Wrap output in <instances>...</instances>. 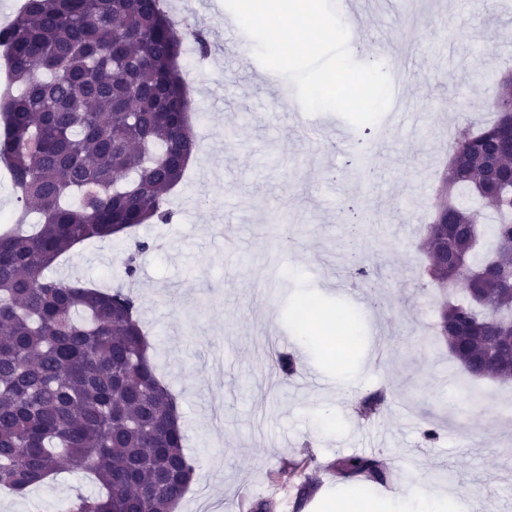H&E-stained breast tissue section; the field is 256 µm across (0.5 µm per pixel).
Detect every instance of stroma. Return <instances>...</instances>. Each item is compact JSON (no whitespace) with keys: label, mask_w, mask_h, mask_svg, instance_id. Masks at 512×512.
<instances>
[{"label":"stroma","mask_w":512,"mask_h":512,"mask_svg":"<svg viewBox=\"0 0 512 512\" xmlns=\"http://www.w3.org/2000/svg\"><path fill=\"white\" fill-rule=\"evenodd\" d=\"M174 3L209 42L207 54L188 44L178 59L197 77L190 116L200 150L171 194L170 222L139 229L158 246L139 257L126 288L158 376L178 401L185 451L199 462L177 512H250L258 488L274 486L290 504L299 480L281 482L285 466L371 454L385 460L387 485L324 474L304 512H336L350 488L376 512H396L401 491L439 478L473 494L476 512H496L512 500V456L503 452L512 426L499 420L494 399L501 387L477 382L476 411L449 417L445 400L463 374L447 348L431 343L437 312L419 244L448 166L449 134L490 119V93L512 76V54L496 48L512 40V11L465 16L459 0H422L409 21L365 0L349 23L361 27L367 50L353 58L398 75L402 111L422 122L414 129L388 112L357 128L334 113L301 116L280 105L295 85L260 63L240 66L243 32L228 23L223 0ZM240 112L253 122L238 125ZM311 127L346 130L350 145L318 147ZM269 154L275 165H264ZM357 154L370 165L354 169ZM228 237L241 247L233 259L224 255ZM133 247L123 235L92 240L50 274L110 288ZM305 302L321 318L354 320L355 346H327L313 321L300 328ZM305 331L314 343L301 344ZM274 350L297 357L292 377L261 379ZM381 387L385 408L359 418L357 398ZM427 417L440 433L432 448L422 437ZM95 490L90 474L65 466L28 495L0 493V512H34L44 495L67 501Z\"/></svg>","instance_id":"stroma-1"}]
</instances>
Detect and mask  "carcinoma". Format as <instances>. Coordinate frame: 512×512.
I'll return each instance as SVG.
<instances>
[{
    "mask_svg": "<svg viewBox=\"0 0 512 512\" xmlns=\"http://www.w3.org/2000/svg\"><path fill=\"white\" fill-rule=\"evenodd\" d=\"M184 33L160 0H25L0 29V165L19 207L0 232V490L20 495L67 462L101 492L68 512H175L196 473L175 398L149 356L134 297L48 270L77 245L165 222L170 194L197 147L177 60ZM496 118L456 129L422 248L437 260L436 336L469 379L512 382V83L494 90ZM482 202L481 224L464 195ZM494 247L483 249L484 237ZM138 241L123 262L133 278ZM465 283L468 297L448 292ZM275 353L271 370L296 371ZM382 391L360 397L366 418ZM346 478L386 480L377 456L335 463Z\"/></svg>",
    "mask_w": 512,
    "mask_h": 512,
    "instance_id": "cac0c4a2",
    "label": "carcinoma"
}]
</instances>
